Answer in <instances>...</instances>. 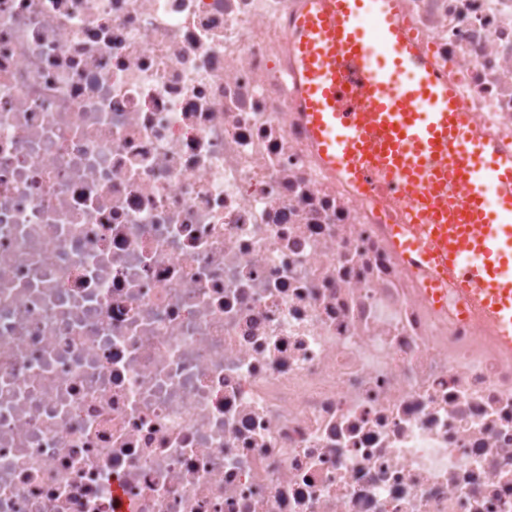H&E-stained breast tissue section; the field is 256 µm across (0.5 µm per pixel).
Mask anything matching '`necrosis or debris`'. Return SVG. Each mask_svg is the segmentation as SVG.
<instances>
[{
	"instance_id": "4bbe7bcc",
	"label": "necrosis or debris",
	"mask_w": 512,
	"mask_h": 512,
	"mask_svg": "<svg viewBox=\"0 0 512 512\" xmlns=\"http://www.w3.org/2000/svg\"><path fill=\"white\" fill-rule=\"evenodd\" d=\"M299 0H0V512H512V362L297 119ZM512 140V0H400Z\"/></svg>"
}]
</instances>
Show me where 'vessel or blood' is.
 Returning a JSON list of instances; mask_svg holds the SVG:
<instances>
[{
	"label": "vessel or blood",
	"mask_w": 512,
	"mask_h": 512,
	"mask_svg": "<svg viewBox=\"0 0 512 512\" xmlns=\"http://www.w3.org/2000/svg\"><path fill=\"white\" fill-rule=\"evenodd\" d=\"M367 6L373 41L356 24ZM291 57L297 117L323 173L398 205L385 233L403 266L435 301L455 290L512 355V151L475 132L397 0H303Z\"/></svg>",
	"instance_id": "vessel-or-blood-1"
}]
</instances>
